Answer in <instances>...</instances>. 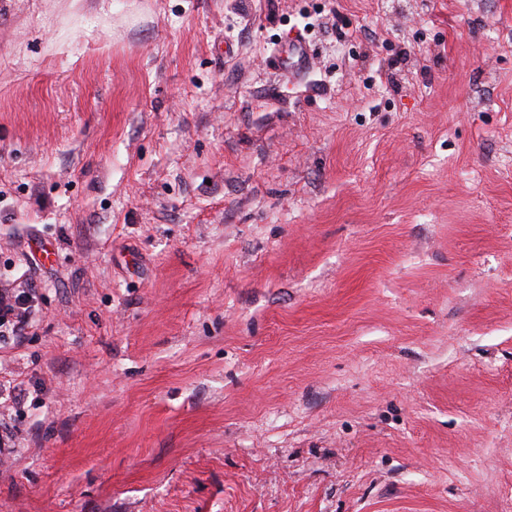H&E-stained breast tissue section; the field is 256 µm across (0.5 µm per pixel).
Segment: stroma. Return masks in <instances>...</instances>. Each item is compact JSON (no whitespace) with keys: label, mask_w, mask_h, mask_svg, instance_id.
<instances>
[{"label":"stroma","mask_w":512,"mask_h":512,"mask_svg":"<svg viewBox=\"0 0 512 512\" xmlns=\"http://www.w3.org/2000/svg\"><path fill=\"white\" fill-rule=\"evenodd\" d=\"M30 280L0 512H512V0H0Z\"/></svg>","instance_id":"obj_1"}]
</instances>
